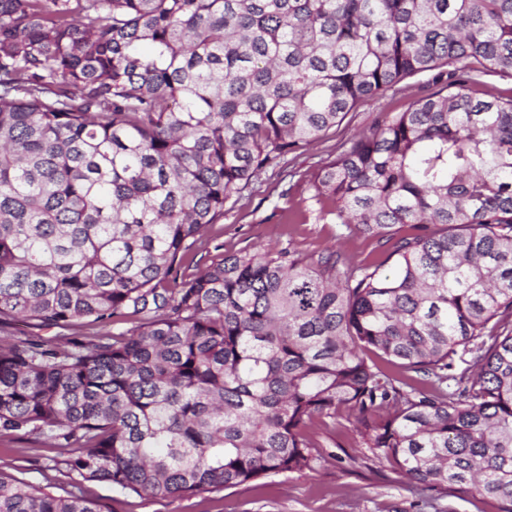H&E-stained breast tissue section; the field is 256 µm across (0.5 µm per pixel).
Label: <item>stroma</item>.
Wrapping results in <instances>:
<instances>
[{
  "label": "stroma",
  "instance_id": "stroma-1",
  "mask_svg": "<svg viewBox=\"0 0 512 512\" xmlns=\"http://www.w3.org/2000/svg\"><path fill=\"white\" fill-rule=\"evenodd\" d=\"M445 78L430 72L408 78L360 104L288 165L298 184L288 187L279 167L267 168L241 194L224 205L178 272H198L224 255L243 249L294 246L312 252L336 247L342 268L381 260L374 242L345 226L320 217V206L308 190L312 172L334 159L357 134L378 121L406 110L417 99L445 86ZM308 433L318 445L312 469L233 488L216 487L192 497H140L106 482H82L55 470L57 448L32 435L0 434V470L27 482L50 486L54 494L74 492L100 500L112 512H500L499 500L465 490L438 497L396 474L387 462L375 461L350 440L347 414L313 421Z\"/></svg>",
  "mask_w": 512,
  "mask_h": 512
}]
</instances>
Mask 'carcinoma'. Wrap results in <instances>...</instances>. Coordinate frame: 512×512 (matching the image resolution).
<instances>
[{
  "label": "carcinoma",
  "mask_w": 512,
  "mask_h": 512,
  "mask_svg": "<svg viewBox=\"0 0 512 512\" xmlns=\"http://www.w3.org/2000/svg\"><path fill=\"white\" fill-rule=\"evenodd\" d=\"M434 70L309 182L384 261L243 249L177 279L263 170ZM488 75L512 78V0H0V330H57L0 341V434L189 497L313 468L304 428L347 408L409 482L512 512V97L473 99ZM0 512L109 508L0 470ZM56 331L53 329L49 330H37L32 326H28L24 323H16L13 327L5 328L4 332H0V337L7 340L25 339L32 336H40L45 341H54Z\"/></svg>",
  "instance_id": "1"
}]
</instances>
